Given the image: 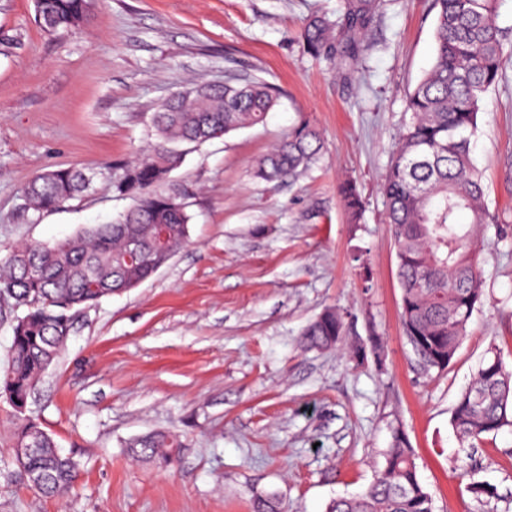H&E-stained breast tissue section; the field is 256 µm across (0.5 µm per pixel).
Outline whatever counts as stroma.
I'll list each match as a JSON object with an SVG mask.
<instances>
[{"instance_id":"35a3bbf8","label":"stroma","mask_w":512,"mask_h":512,"mask_svg":"<svg viewBox=\"0 0 512 512\" xmlns=\"http://www.w3.org/2000/svg\"><path fill=\"white\" fill-rule=\"evenodd\" d=\"M342 0H95L78 29L45 31L34 0H0V258L118 217L112 191L154 141L150 117L199 84L261 80L279 103L264 123L191 149L170 177L186 189L190 243L139 287L76 313L65 350L26 415L80 464L49 498L15 460L14 412L0 395V512H252L277 491L285 512H326L385 463L393 430L415 453L435 512H512V429L469 444L451 424L479 365L512 369V66L473 140L486 203L477 261L484 297L452 363L424 367L400 321L401 290L380 187L405 102L435 52L433 0H387L361 70L345 80L300 30ZM320 159L291 180L253 166L299 119ZM76 166L90 190L64 208L28 209L36 175ZM365 211L349 223L338 187ZM342 346L301 335L327 309ZM172 455H128L149 432ZM476 483L490 495L472 493ZM181 444L175 435L158 432L146 434L132 439L128 444V453L136 458H151L159 448H180Z\"/></svg>"}]
</instances>
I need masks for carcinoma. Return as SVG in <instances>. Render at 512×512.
I'll return each mask as SVG.
<instances>
[{
    "label": "carcinoma",
    "instance_id": "1",
    "mask_svg": "<svg viewBox=\"0 0 512 512\" xmlns=\"http://www.w3.org/2000/svg\"><path fill=\"white\" fill-rule=\"evenodd\" d=\"M384 0H343L334 20L316 15L302 30L308 53L336 61L344 77L363 53L365 33L377 22ZM502 0H434L435 57L406 100L410 120L399 132L382 194L398 258L400 319L414 353L428 368L445 370L452 361L477 305L484 296L472 243L477 230L494 221L482 174L472 156L483 101L502 80L512 29L499 25ZM92 0H37L36 14L47 31L83 25ZM279 92L261 82L202 85L178 92L153 113L155 142L112 183L134 205L119 218L93 224L52 246L26 242L0 259V295L13 311L11 362L0 389L11 405H25L42 373L66 346L74 314L102 299L127 292L151 278L190 241L191 215L185 193L164 188L183 162L182 145H199L260 124L277 104ZM318 130L301 120L283 134L255 165L264 181H279L308 168L320 156ZM91 185L82 169L49 170L23 190L37 212L65 207ZM353 224L363 201L355 184L339 189ZM470 222L459 224L460 211ZM139 251L129 255L130 243ZM345 335L342 316L324 311L302 334L310 348L332 347ZM16 447H37L27 469L41 474L38 489L50 497L73 489L79 463L54 439L21 414ZM464 441L512 427V370L498 354L484 361L460 395L451 419ZM176 436L158 432L132 439L128 453L150 458L161 448H179ZM253 512H280L276 491L255 500ZM327 512H434L433 497L417 474L414 452L396 431L385 466L360 493L331 501Z\"/></svg>",
    "mask_w": 512,
    "mask_h": 512
}]
</instances>
